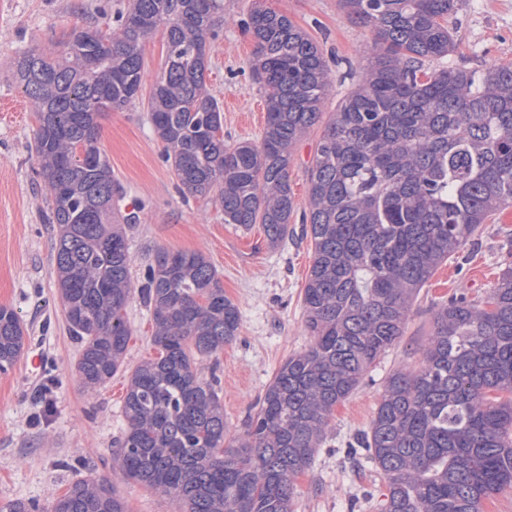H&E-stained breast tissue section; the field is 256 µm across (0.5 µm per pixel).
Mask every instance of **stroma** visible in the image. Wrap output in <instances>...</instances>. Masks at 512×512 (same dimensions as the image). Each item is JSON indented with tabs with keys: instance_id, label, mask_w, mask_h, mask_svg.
<instances>
[{
	"instance_id": "1",
	"label": "stroma",
	"mask_w": 512,
	"mask_h": 512,
	"mask_svg": "<svg viewBox=\"0 0 512 512\" xmlns=\"http://www.w3.org/2000/svg\"><path fill=\"white\" fill-rule=\"evenodd\" d=\"M129 0H0V306L12 308L25 331L23 354L0 373V502L33 501L49 512L70 485L90 476L108 480L127 512H176L177 505L125 480L112 469L116 441L126 427L122 407L127 372L156 356L153 322L141 300L126 309L132 327L125 369L96 392L76 377L79 346L70 335L53 274L56 225L46 216L50 198L37 174L36 122L14 78L29 47L60 55L72 29L107 28ZM320 46L332 85L322 110L334 112L362 78L361 47L372 33L353 22L339 0H265ZM251 0H224V22L207 51L206 85L224 109V138L259 142L266 98L254 80L255 43L239 25ZM458 49L453 65L481 70L512 60V0H462L449 17ZM98 145L121 187L115 204L135 215L125 231L131 274L140 277L158 249L202 253L225 295L238 307L239 334L217 359L201 363L203 376L220 378L230 430L248 414L288 355L306 350L301 292L313 260L311 243L293 238L269 247L262 225L244 229L224 221L212 202L184 197L150 120L146 99L103 113ZM323 134L314 126L294 150L296 212L307 208L302 175ZM512 255V207L440 265L412 306L404 336L373 364L361 385L333 409L325 439L310 466L293 477L294 512H380L386 485L356 439L368 430L387 377L418 368L433 314L456 292L483 298Z\"/></svg>"
}]
</instances>
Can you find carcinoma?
<instances>
[{
    "mask_svg": "<svg viewBox=\"0 0 512 512\" xmlns=\"http://www.w3.org/2000/svg\"><path fill=\"white\" fill-rule=\"evenodd\" d=\"M460 2L340 0L372 39L362 84L332 113L303 171L311 343L280 366L235 433L219 379L204 378L197 360L237 338L239 309L199 252L160 249L132 278L127 239L112 223L119 185L97 146L98 117L139 99L142 44L165 27L164 68L148 101L163 159L182 195L215 201L226 224L262 225L274 247L295 231L293 148L322 120L331 86L323 52L288 16L253 4L243 27L266 92L258 144L224 141L223 108L205 85L224 0H132L107 30H73L62 60L37 49L18 58L47 220L58 226L54 273L81 348L78 378L94 392L123 368L126 307L141 299L159 354L129 374L112 468L179 512H293L291 478L311 464L333 408L403 336L436 268L512 205V61L425 67L455 52L448 16ZM24 341L16 312L0 306V372ZM358 445L386 480L382 512H482L512 485V264L483 299L454 293L434 313L422 365L386 380ZM50 512L127 510L91 477Z\"/></svg>",
    "mask_w": 512,
    "mask_h": 512,
    "instance_id": "obj_1",
    "label": "carcinoma"
}]
</instances>
